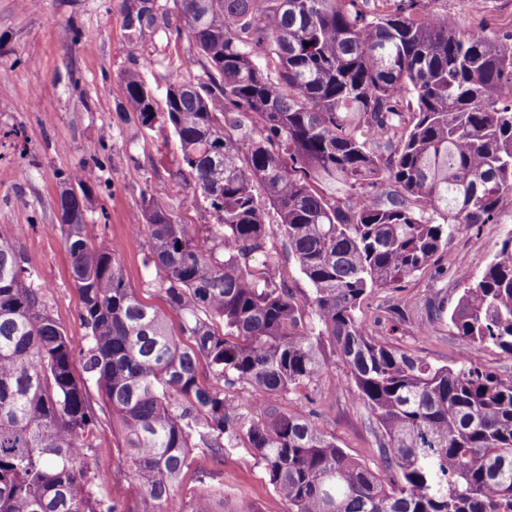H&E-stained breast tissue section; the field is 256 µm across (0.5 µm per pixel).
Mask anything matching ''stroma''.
Here are the masks:
<instances>
[{"label": "stroma", "mask_w": 512, "mask_h": 512, "mask_svg": "<svg viewBox=\"0 0 512 512\" xmlns=\"http://www.w3.org/2000/svg\"><path fill=\"white\" fill-rule=\"evenodd\" d=\"M125 0H0V230L10 232L46 283V309L75 342L85 329L82 302L70 258L55 225L62 175L95 170L97 189L86 212L87 234L105 242L120 260L125 278L146 303L163 306L153 288L154 271L143 265L145 239L129 226L143 200L157 194L182 223L210 230L215 217L181 171L176 140L118 121L125 102L123 74L142 62L157 100L179 82H206L196 64L198 48L181 26L173 0H157V24L137 46L123 26ZM448 17L467 27L487 23L489 32L512 30V0H447ZM512 231V209L498 223L457 234L436 267L373 292L361 316L371 336L453 364L462 340L447 323L430 322L425 304L444 300L453 308L460 294L457 270H481L494 245ZM325 372L315 393L318 427L361 463L374 465V427L352 399L350 386L325 348ZM205 489L224 492L226 512H287L254 451L238 448L223 463L196 455L179 486L183 498Z\"/></svg>", "instance_id": "obj_1"}]
</instances>
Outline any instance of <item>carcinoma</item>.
I'll return each instance as SVG.
<instances>
[{
	"mask_svg": "<svg viewBox=\"0 0 512 512\" xmlns=\"http://www.w3.org/2000/svg\"><path fill=\"white\" fill-rule=\"evenodd\" d=\"M174 5L205 15L192 38L209 83L171 86L160 109L129 72L127 111L173 131L217 230L144 201L134 236L149 238L162 310L88 238L92 173L62 178L58 228L87 329L79 348L0 231V512H224L219 492L187 502L178 484L194 449L222 463L241 446L288 512H512V373L465 355L434 366L374 339L360 317L368 294L512 208V31L459 28L433 0ZM155 23L154 4L125 7L131 40ZM272 236L311 285L302 302L276 280ZM458 284L455 334L512 355V232ZM325 341L376 424L373 468L313 420ZM237 383L250 397L224 396ZM290 394L295 408L280 409ZM106 419L121 453L100 473L83 459ZM114 475L129 479L133 508L108 497Z\"/></svg>",
	"mask_w": 512,
	"mask_h": 512,
	"instance_id": "1",
	"label": "carcinoma"
}]
</instances>
